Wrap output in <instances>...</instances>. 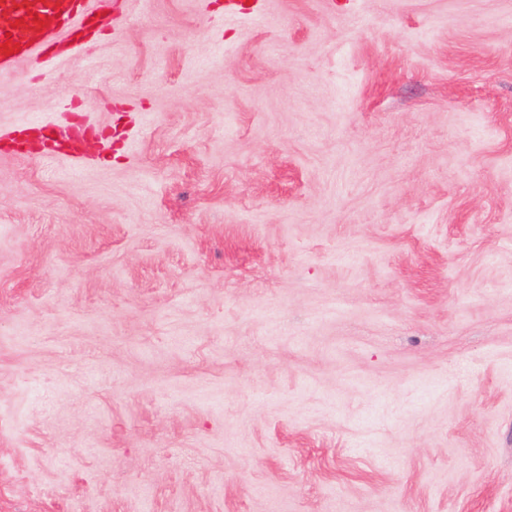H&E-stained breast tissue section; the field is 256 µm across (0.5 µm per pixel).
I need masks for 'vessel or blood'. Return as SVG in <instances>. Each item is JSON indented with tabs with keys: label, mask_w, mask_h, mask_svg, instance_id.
<instances>
[{
	"label": "vessel or blood",
	"mask_w": 512,
	"mask_h": 512,
	"mask_svg": "<svg viewBox=\"0 0 512 512\" xmlns=\"http://www.w3.org/2000/svg\"><path fill=\"white\" fill-rule=\"evenodd\" d=\"M114 12L112 0H0V45L8 39L20 45L10 56L0 48V78L15 75L27 61L78 56L77 32L110 30Z\"/></svg>",
	"instance_id": "vessel-or-blood-1"
}]
</instances>
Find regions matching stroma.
<instances>
[{
	"label": "stroma",
	"mask_w": 512,
	"mask_h": 512,
	"mask_svg": "<svg viewBox=\"0 0 512 512\" xmlns=\"http://www.w3.org/2000/svg\"><path fill=\"white\" fill-rule=\"evenodd\" d=\"M125 2L0 83L99 131L0 151V512H512V0Z\"/></svg>",
	"instance_id": "35a3bbf8"
}]
</instances>
